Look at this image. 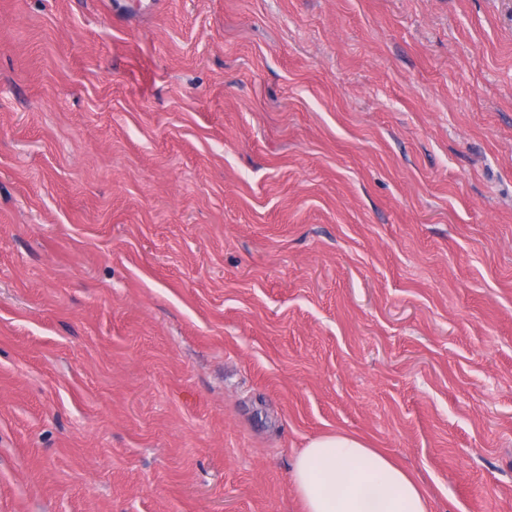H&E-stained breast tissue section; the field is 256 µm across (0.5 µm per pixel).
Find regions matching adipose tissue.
<instances>
[{
  "mask_svg": "<svg viewBox=\"0 0 512 512\" xmlns=\"http://www.w3.org/2000/svg\"><path fill=\"white\" fill-rule=\"evenodd\" d=\"M291 481L304 512H430L423 487L392 457L336 432L297 454Z\"/></svg>",
  "mask_w": 512,
  "mask_h": 512,
  "instance_id": "adipose-tissue-1",
  "label": "adipose tissue"
}]
</instances>
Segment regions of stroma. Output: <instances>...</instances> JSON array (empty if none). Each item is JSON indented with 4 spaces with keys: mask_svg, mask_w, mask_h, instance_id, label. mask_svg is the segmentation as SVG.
Instances as JSON below:
<instances>
[{
    "mask_svg": "<svg viewBox=\"0 0 512 512\" xmlns=\"http://www.w3.org/2000/svg\"><path fill=\"white\" fill-rule=\"evenodd\" d=\"M336 431L512 512V0H0V512Z\"/></svg>",
    "mask_w": 512,
    "mask_h": 512,
    "instance_id": "1",
    "label": "stroma"
}]
</instances>
